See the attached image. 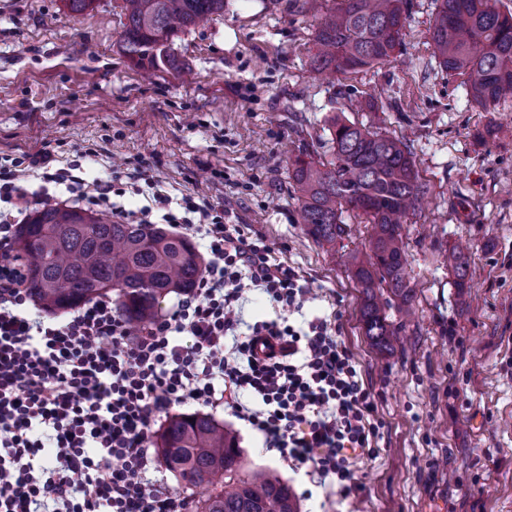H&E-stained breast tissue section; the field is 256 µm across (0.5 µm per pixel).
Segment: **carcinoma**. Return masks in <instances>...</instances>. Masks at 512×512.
<instances>
[{
  "label": "carcinoma",
  "instance_id": "obj_1",
  "mask_svg": "<svg viewBox=\"0 0 512 512\" xmlns=\"http://www.w3.org/2000/svg\"><path fill=\"white\" fill-rule=\"evenodd\" d=\"M124 53L147 70L177 68L171 44L199 20L224 12V0H122ZM404 0H338L321 14L313 34L315 69L349 73L390 58L402 45ZM434 56L448 75L466 77L471 103L487 111L512 93V12L489 0H438L431 26ZM332 159L295 158L291 174L301 223L322 244L345 234V210L372 226L369 254L353 256L364 335L392 346L404 324L387 322L386 308L414 313L415 289L406 279L403 218L419 207L427 187L409 147L396 137L334 116ZM15 250L24 260L32 300L68 310L111 292L127 323L143 328L170 292L195 288L204 262L189 239L150 224H123L81 208L46 205L20 225ZM455 287L471 278L469 255H446ZM166 466L205 490L194 512H298L288 484L265 471L242 475L237 439L204 413L168 419L156 440Z\"/></svg>",
  "mask_w": 512,
  "mask_h": 512
}]
</instances>
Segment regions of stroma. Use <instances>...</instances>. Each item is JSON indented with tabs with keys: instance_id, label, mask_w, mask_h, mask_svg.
Here are the masks:
<instances>
[{
	"instance_id": "1",
	"label": "stroma",
	"mask_w": 512,
	"mask_h": 512,
	"mask_svg": "<svg viewBox=\"0 0 512 512\" xmlns=\"http://www.w3.org/2000/svg\"><path fill=\"white\" fill-rule=\"evenodd\" d=\"M121 5L0 0V163L41 149L89 180L144 167L162 193L224 207L306 279L304 314L330 322L374 404L373 453L350 459L358 491L321 485L231 409L211 412L236 434L245 472L288 483L299 512H512V93L486 112L440 70L435 0H408L388 61L328 80L310 70L324 0H225L175 38L176 70L149 74L120 46ZM335 115L407 143L428 187L402 228L417 311L389 309L404 340L383 351L360 328L350 273L370 224L345 211L346 234L319 243L288 178L298 155L331 159ZM460 243L473 268L463 292L444 262Z\"/></svg>"
}]
</instances>
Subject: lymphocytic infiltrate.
<instances>
[{"instance_id":"1","label":"lymphocytic infiltrate","mask_w":512,"mask_h":512,"mask_svg":"<svg viewBox=\"0 0 512 512\" xmlns=\"http://www.w3.org/2000/svg\"><path fill=\"white\" fill-rule=\"evenodd\" d=\"M36 170L89 208L111 206L142 178L116 172L89 183L52 168L42 151L0 165V512H185L148 478V438L162 413L192 402L230 407L283 459L343 494L356 490L349 459L370 450V393L326 320L289 324L287 312L310 293L299 272L208 197L158 194L154 210L115 215L130 224L157 216L204 240L209 259L195 292L137 332L105 298L63 321L30 320L11 212L27 202ZM253 288L282 313L241 336L236 307Z\"/></svg>"}]
</instances>
